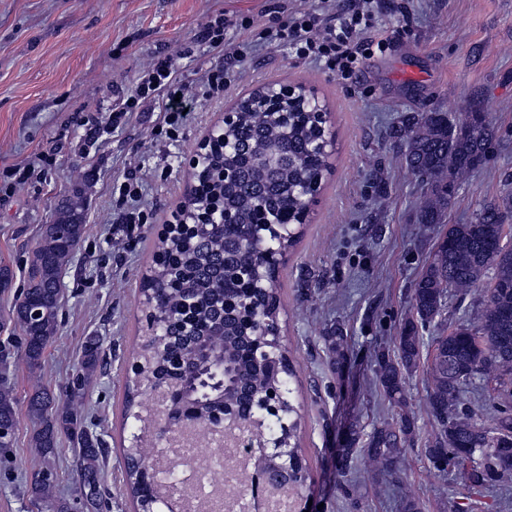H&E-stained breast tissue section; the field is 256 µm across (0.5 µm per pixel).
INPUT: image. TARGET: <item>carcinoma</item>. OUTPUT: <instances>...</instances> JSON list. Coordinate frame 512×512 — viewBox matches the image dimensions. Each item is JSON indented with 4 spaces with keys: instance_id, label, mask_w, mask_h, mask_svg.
I'll return each instance as SVG.
<instances>
[{
    "instance_id": "obj_1",
    "label": "carcinoma",
    "mask_w": 512,
    "mask_h": 512,
    "mask_svg": "<svg viewBox=\"0 0 512 512\" xmlns=\"http://www.w3.org/2000/svg\"><path fill=\"white\" fill-rule=\"evenodd\" d=\"M267 89H254L241 98L240 122L227 137L240 142L245 150L224 153L219 144L209 154L216 165L238 167L242 182L211 185L192 191L186 198L190 210L220 201L234 211L242 224L254 223L253 195L257 183L270 185L269 198L279 211L280 223L288 225L290 236L283 248L291 251L301 237L300 214L303 205L295 186L312 172L330 169L329 156L312 155L306 145L314 136L315 119L309 112L311 95L300 90L294 106L297 120L280 132L277 139L265 137L276 126L270 110L254 108ZM403 147V161L422 184L418 203L421 224H444L453 190L481 166L495 128L480 104L473 99L463 112L450 116L440 110L404 115L394 132ZM261 154L280 153L285 165L272 174L252 163L250 149ZM512 210V197L483 206L467 224H450L415 283L410 317L396 339L397 358L377 354V380L395 412V421L372 429L367 438L351 434L349 447L342 450L337 470L343 477L340 488L347 497L357 492V482L367 464L380 474H391L405 448L413 439L415 415L406 400L405 381L420 364L423 333L445 315L447 297L454 296L464 320L446 336L427 339L437 346L439 356L430 362L431 389L426 409L434 428L425 455L433 468L450 467L460 472L472 488L494 487L512 476V242L502 238L501 226ZM86 230L82 204L70 200L50 224L39 228L24 275L26 287L17 294L10 309V322L18 329L20 351L29 372L37 373L45 354L58 340L62 315V275L83 240ZM234 231L218 225L201 241L178 238L159 239L155 249L167 260L153 266L148 279L149 295L141 313L160 321L179 314L183 301L193 298L196 335L171 336L139 341L133 359L142 363L125 383L124 417L140 423L138 444L125 449V487L142 512H159L150 476L143 470L153 436L141 422L140 408L145 401L146 379L171 370H180L187 389L173 405L176 414L194 413L207 417L224 401L241 405L236 396L239 382L257 394L273 388L285 389L296 370L292 363L257 365L248 356L252 343L272 346L273 337L259 335L244 325L232 311L217 308L226 294H235L232 282H224V260L248 262L258 258L253 251L224 257V241ZM103 342L90 337L82 346L81 360L65 401L56 399L37 384L27 402V414L38 426L30 439L43 459V467L30 484L32 498L52 512H72L71 503L59 496L54 476V456L62 437L71 438L78 448L76 476L82 489L85 512H108L109 502L101 485L105 460L104 441L90 430L84 413L88 385L100 364ZM14 356L0 350V453L13 446L19 423L18 400L11 379ZM494 385L489 397L463 394L476 382ZM486 407L495 412L493 426L486 428L475 420L476 411ZM288 428L278 429L282 448L300 455L302 415L296 406L285 415ZM367 441L366 452L357 445Z\"/></svg>"
}]
</instances>
